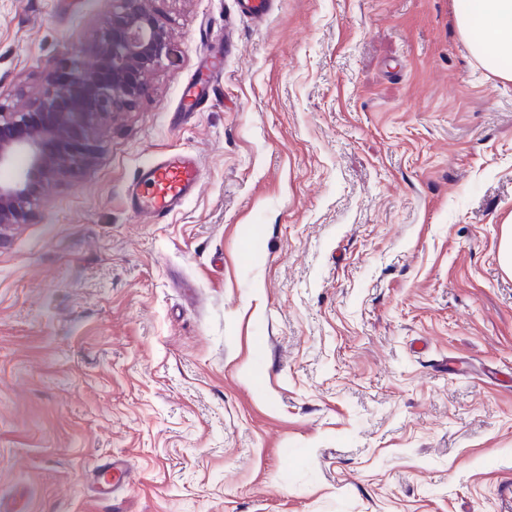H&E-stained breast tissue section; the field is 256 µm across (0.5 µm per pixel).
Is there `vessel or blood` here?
Listing matches in <instances>:
<instances>
[{"label":"vessel or blood","mask_w":512,"mask_h":512,"mask_svg":"<svg viewBox=\"0 0 512 512\" xmlns=\"http://www.w3.org/2000/svg\"><path fill=\"white\" fill-rule=\"evenodd\" d=\"M200 179V167L190 154L149 163L137 172L129 186L130 208L147 223H162L195 194Z\"/></svg>","instance_id":"1"}]
</instances>
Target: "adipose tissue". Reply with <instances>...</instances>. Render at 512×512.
Wrapping results in <instances>:
<instances>
[{"mask_svg": "<svg viewBox=\"0 0 512 512\" xmlns=\"http://www.w3.org/2000/svg\"><path fill=\"white\" fill-rule=\"evenodd\" d=\"M456 27L481 66L512 80V0H462Z\"/></svg>", "mask_w": 512, "mask_h": 512, "instance_id": "ef3b65f1", "label": "adipose tissue"}]
</instances>
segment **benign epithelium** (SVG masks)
Listing matches in <instances>:
<instances>
[{
    "label": "benign epithelium",
    "mask_w": 512,
    "mask_h": 512,
    "mask_svg": "<svg viewBox=\"0 0 512 512\" xmlns=\"http://www.w3.org/2000/svg\"><path fill=\"white\" fill-rule=\"evenodd\" d=\"M93 49L92 68L50 73L26 103H0V170H14L0 180V230L26 223L49 183L89 159V121L133 108L148 75L173 56L169 29L151 0H112Z\"/></svg>",
    "instance_id": "benign-epithelium-1"
}]
</instances>
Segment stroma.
<instances>
[{"label":"stroma","instance_id":"1","mask_svg":"<svg viewBox=\"0 0 512 512\" xmlns=\"http://www.w3.org/2000/svg\"><path fill=\"white\" fill-rule=\"evenodd\" d=\"M152 7L175 64L0 230V512H498L512 81L456 0ZM111 8L0 0V100L90 63ZM179 153L200 190L140 223L128 185ZM512 215L503 220V228L499 241L497 257L500 266L512 273Z\"/></svg>","mask_w":512,"mask_h":512}]
</instances>
